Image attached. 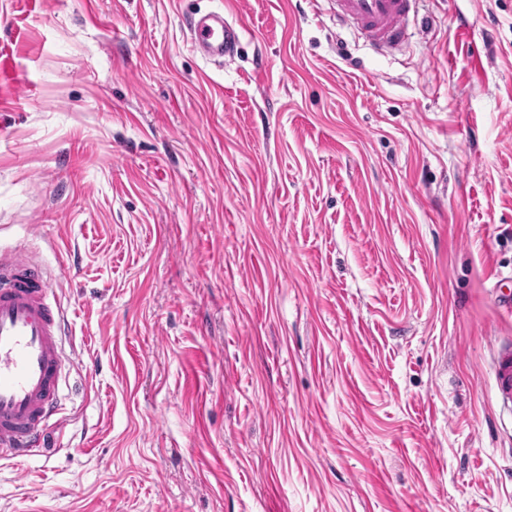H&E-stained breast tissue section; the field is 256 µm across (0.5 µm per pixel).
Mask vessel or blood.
<instances>
[{"label": "vessel or blood", "instance_id": "b4317fda", "mask_svg": "<svg viewBox=\"0 0 512 512\" xmlns=\"http://www.w3.org/2000/svg\"><path fill=\"white\" fill-rule=\"evenodd\" d=\"M417 0H328L342 24L355 27L378 54L402 50ZM240 32L223 14L194 21L191 43L203 56L230 65ZM62 309L48 271L28 254L0 252V459H19L39 448L62 390L59 336ZM500 408L512 410V347L493 365Z\"/></svg>", "mask_w": 512, "mask_h": 512}]
</instances>
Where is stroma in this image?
I'll use <instances>...</instances> for the list:
<instances>
[{"label": "stroma", "mask_w": 512, "mask_h": 512, "mask_svg": "<svg viewBox=\"0 0 512 512\" xmlns=\"http://www.w3.org/2000/svg\"><path fill=\"white\" fill-rule=\"evenodd\" d=\"M328 9L0 0V251L53 274L67 418L0 512H512V0L385 57ZM190 39L194 50L228 66L234 61L240 31L224 19V14L211 12L193 22ZM493 374L499 407L512 410V347L498 351L494 360Z\"/></svg>", "instance_id": "1"}]
</instances>
